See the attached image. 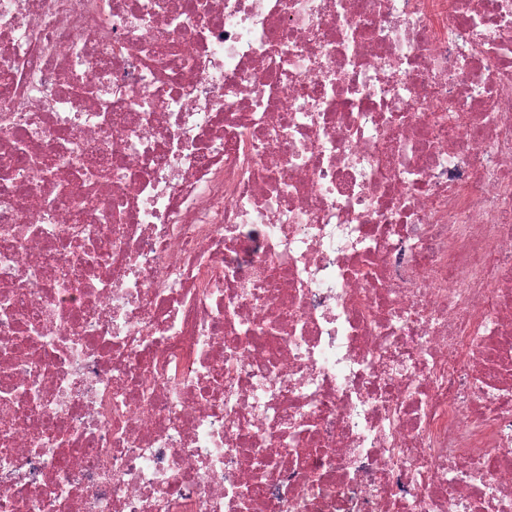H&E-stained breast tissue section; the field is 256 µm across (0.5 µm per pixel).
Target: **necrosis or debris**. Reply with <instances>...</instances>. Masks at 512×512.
Here are the masks:
<instances>
[{"label":"necrosis or debris","mask_w":512,"mask_h":512,"mask_svg":"<svg viewBox=\"0 0 512 512\" xmlns=\"http://www.w3.org/2000/svg\"><path fill=\"white\" fill-rule=\"evenodd\" d=\"M0 512H512V0H0Z\"/></svg>","instance_id":"4bbe7bcc"}]
</instances>
